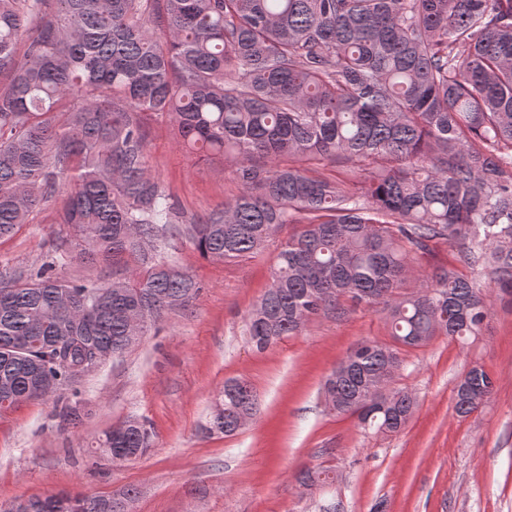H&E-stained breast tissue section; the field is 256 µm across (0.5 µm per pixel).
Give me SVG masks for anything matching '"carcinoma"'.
Listing matches in <instances>:
<instances>
[{
  "instance_id": "carcinoma-1",
  "label": "carcinoma",
  "mask_w": 512,
  "mask_h": 512,
  "mask_svg": "<svg viewBox=\"0 0 512 512\" xmlns=\"http://www.w3.org/2000/svg\"><path fill=\"white\" fill-rule=\"evenodd\" d=\"M152 116L180 146L232 164L239 194L187 227L203 256L256 255L279 226L301 225L249 314L256 349L346 303L387 309L394 344L365 341L330 374L328 411L401 430L416 400L392 387L399 347L463 342L492 297L512 302V0H0V240L64 192L49 259L0 270V412L50 385L78 396L70 367L122 355L202 290L160 259L180 230L147 173ZM335 159L358 184L318 171ZM439 244L456 247L453 262L397 295L410 256ZM75 258L112 263V280L59 277ZM494 387L471 366L455 413ZM219 402L209 429L226 436L259 410L238 379ZM151 444L130 421L99 449L139 457ZM331 473L304 467L296 481ZM135 496L60 492L36 512H122Z\"/></svg>"
}]
</instances>
